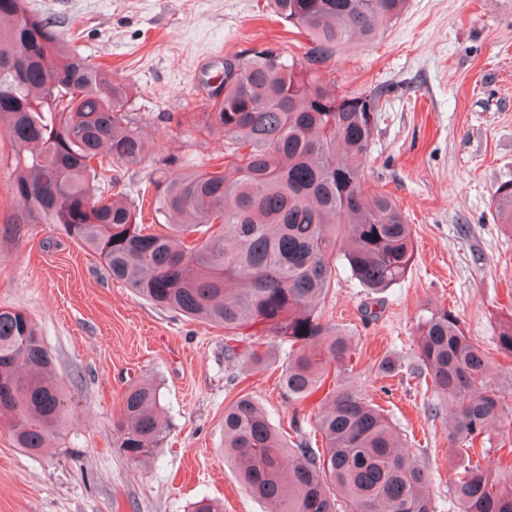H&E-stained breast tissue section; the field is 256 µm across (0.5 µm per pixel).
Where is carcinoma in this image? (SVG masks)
<instances>
[{
	"label": "carcinoma",
	"mask_w": 512,
	"mask_h": 512,
	"mask_svg": "<svg viewBox=\"0 0 512 512\" xmlns=\"http://www.w3.org/2000/svg\"><path fill=\"white\" fill-rule=\"evenodd\" d=\"M408 0H268L285 27L308 37L303 58L286 47L224 56V73L198 128L224 133V161L209 170L150 178L137 189L154 202L160 229L105 184L112 168L141 165L151 144L135 123L130 90L80 53L79 32L60 35L26 0H0V120L13 145L18 224H56L97 253L112 278L155 306L224 327V357L250 371L268 364L258 339L239 348L240 330L261 324L291 345L280 385L293 400L354 370L347 334L315 309L331 286L336 257L372 291L411 267V225L396 202L365 191L385 91L340 94L320 68L351 40L370 42ZM491 205L512 224V180ZM416 374L448 411L463 463L450 481L458 512H512V464H482L498 425L512 416L488 357L443 308L416 325ZM152 380L127 387L117 444L134 462L166 441ZM67 397L37 324L0 310V423L17 447L49 456ZM324 448L289 441L252 396L224 407V458L267 512H436L430 477L402 452L403 436L361 391L333 387L314 422Z\"/></svg>",
	"instance_id": "cac0c4a2"
}]
</instances>
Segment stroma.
Masks as SVG:
<instances>
[{"label":"stroma","mask_w":512,"mask_h":512,"mask_svg":"<svg viewBox=\"0 0 512 512\" xmlns=\"http://www.w3.org/2000/svg\"><path fill=\"white\" fill-rule=\"evenodd\" d=\"M61 33L79 29L81 50L132 90L131 109L155 147L137 167H117L116 188L136 200L149 177L205 167L224 156V135L186 119L206 110L208 83L225 55L290 40L262 14L266 0H27ZM339 91L380 87L387 104L365 164L369 190L390 193L413 226L415 254L398 284L373 293L337 262L318 307L352 338L359 361L343 382L375 398L431 475L437 512L460 461L447 416L413 377L419 314L448 308L486 351L491 375L512 381V356L496 346L512 319V226L490 195L512 179V0H408L372 43L346 47L324 67ZM13 155L0 124V309L39 326L70 397L53 455L17 448L0 426V512H189L207 495L224 512H265L224 461V407L246 391L275 424L314 419L320 395L290 402L279 383L287 345L269 367L241 375L224 358V330L158 308L112 280L100 258L53 224H19L9 184ZM373 316H366V309ZM391 357L399 371L381 378ZM159 389L168 436L144 464L115 445L119 403L133 382Z\"/></svg>","instance_id":"obj_1"}]
</instances>
